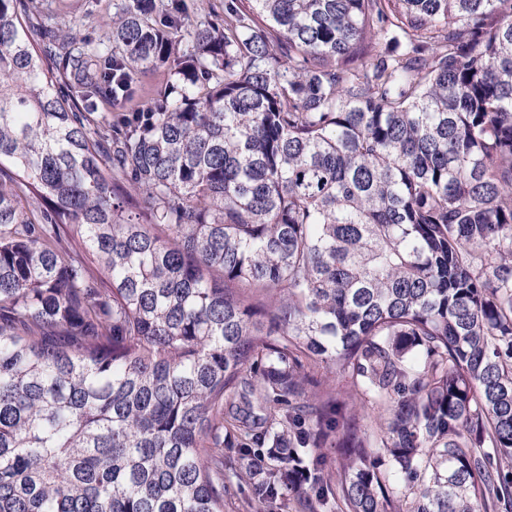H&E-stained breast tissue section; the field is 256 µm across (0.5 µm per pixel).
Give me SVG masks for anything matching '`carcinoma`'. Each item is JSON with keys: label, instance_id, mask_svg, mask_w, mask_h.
<instances>
[{"label": "carcinoma", "instance_id": "cac0c4a2", "mask_svg": "<svg viewBox=\"0 0 512 512\" xmlns=\"http://www.w3.org/2000/svg\"><path fill=\"white\" fill-rule=\"evenodd\" d=\"M113 9L0 0V512H512V0ZM113 0H53V7L75 19L81 32L88 36L98 33L101 16L112 14ZM167 80V74L162 72L149 74L139 79V83L135 86L134 92L126 104L127 107L136 108L143 105L151 95L166 85ZM283 493L274 503L261 502L254 497L247 480L238 481L233 478L230 483H226L224 512H299L301 508L298 501Z\"/></svg>", "mask_w": 512, "mask_h": 512}]
</instances>
